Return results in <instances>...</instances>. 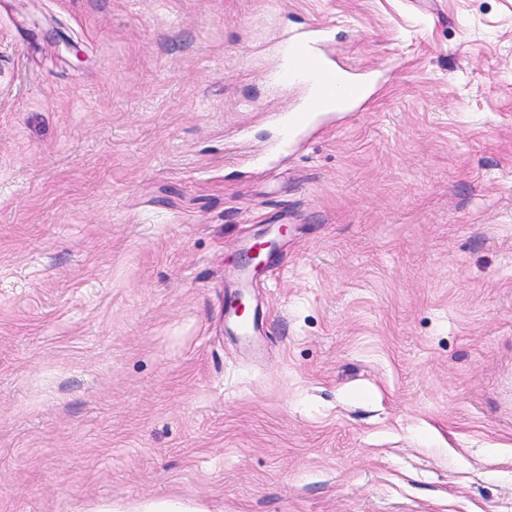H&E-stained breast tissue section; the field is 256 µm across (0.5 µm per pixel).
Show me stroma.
<instances>
[{"mask_svg": "<svg viewBox=\"0 0 512 512\" xmlns=\"http://www.w3.org/2000/svg\"><path fill=\"white\" fill-rule=\"evenodd\" d=\"M101 500L512 512V0H0V512ZM324 27L307 28L279 37L280 69L277 80L288 85L301 81L308 85L325 88L331 87L337 98L348 105L358 99L363 91L335 78V68L330 59L319 50L323 43Z\"/></svg>", "mask_w": 512, "mask_h": 512, "instance_id": "stroma-1", "label": "stroma"}]
</instances>
